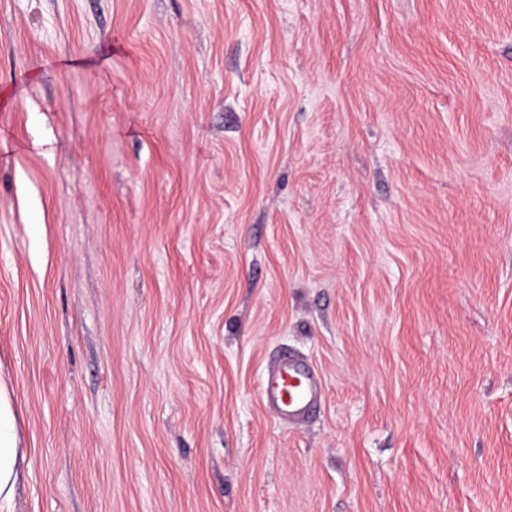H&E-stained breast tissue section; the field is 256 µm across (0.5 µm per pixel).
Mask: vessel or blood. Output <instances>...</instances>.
I'll use <instances>...</instances> for the list:
<instances>
[{
  "mask_svg": "<svg viewBox=\"0 0 512 512\" xmlns=\"http://www.w3.org/2000/svg\"><path fill=\"white\" fill-rule=\"evenodd\" d=\"M260 397L281 421L299 422L320 407L323 387L307 363L287 355L266 371Z\"/></svg>",
  "mask_w": 512,
  "mask_h": 512,
  "instance_id": "b4317fda",
  "label": "vessel or blood"
}]
</instances>
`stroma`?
Returning <instances> with one entry per match:
<instances>
[{
	"mask_svg": "<svg viewBox=\"0 0 512 512\" xmlns=\"http://www.w3.org/2000/svg\"><path fill=\"white\" fill-rule=\"evenodd\" d=\"M0 374L10 512H512V0H0ZM260 397L281 421L299 422L320 407L323 387L307 363L285 355L266 371ZM19 432L8 386L0 378V509L13 498L19 455Z\"/></svg>",
	"mask_w": 512,
	"mask_h": 512,
	"instance_id": "stroma-1",
	"label": "stroma"
}]
</instances>
